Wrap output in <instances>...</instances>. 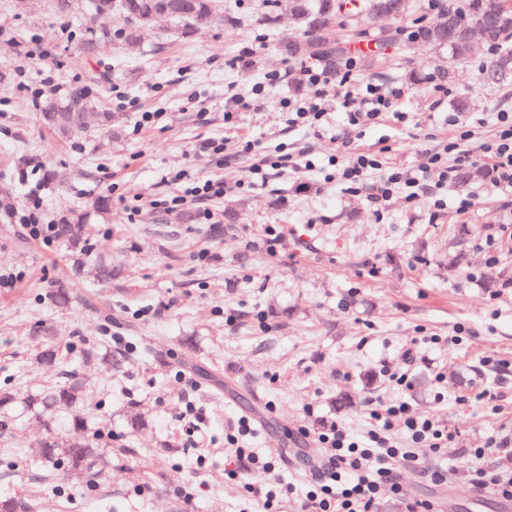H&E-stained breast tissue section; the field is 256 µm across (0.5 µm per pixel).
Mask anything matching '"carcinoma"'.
I'll return each instance as SVG.
<instances>
[{
  "label": "carcinoma",
  "mask_w": 512,
  "mask_h": 512,
  "mask_svg": "<svg viewBox=\"0 0 512 512\" xmlns=\"http://www.w3.org/2000/svg\"><path fill=\"white\" fill-rule=\"evenodd\" d=\"M272 7L286 9L304 27L305 39H290L282 51L290 58H310L337 69L343 61L344 49L324 36V31L341 17L360 16L375 34L376 45L391 42L397 30L381 27L386 18L400 20L413 8L411 0H273ZM95 18L103 21L87 42V50L95 51L104 42L112 24V16L119 15L127 23L123 40L126 46L139 43L141 30L157 17L166 16L181 24V34L188 35L195 25L217 20L230 21L224 16L222 0H91ZM480 29L483 42L494 50L491 60L482 68L480 77L487 85L512 81V0H466L462 5L450 4L435 19L421 29L420 40L439 49H448V68L468 60L473 52L469 33ZM91 108L83 94L69 98L67 105L50 107L44 120L62 134L83 130L84 114ZM60 235L78 245L84 235V226L69 219L59 224ZM84 400L83 380L74 378L59 386H49L36 398L47 410L71 409ZM42 457L47 462L66 460L68 466L79 472L92 457V448L84 440L49 436L42 440Z\"/></svg>",
  "instance_id": "carcinoma-1"
}]
</instances>
